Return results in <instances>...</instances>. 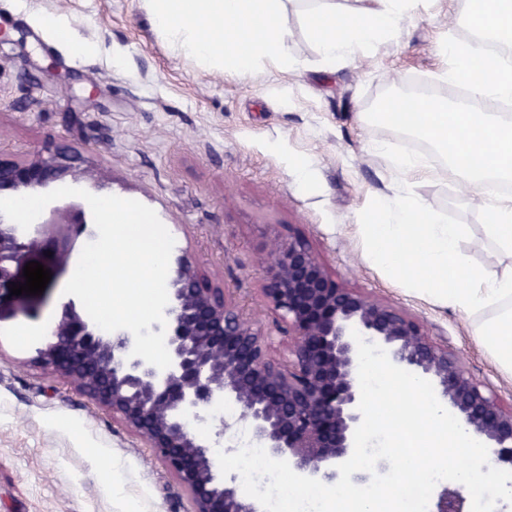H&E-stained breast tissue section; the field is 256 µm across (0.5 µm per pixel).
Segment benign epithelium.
Wrapping results in <instances>:
<instances>
[{
    "label": "benign epithelium",
    "instance_id": "obj_1",
    "mask_svg": "<svg viewBox=\"0 0 512 512\" xmlns=\"http://www.w3.org/2000/svg\"><path fill=\"white\" fill-rule=\"evenodd\" d=\"M68 177L78 181L69 158L58 153L0 159V193L42 194ZM86 224L77 211L60 226L77 237ZM27 248L17 225L0 214V305L9 300L12 265ZM168 288V368L131 355L132 335L103 332L70 303L62 305L37 360L143 438L189 493L193 512H263L239 495L235 478L219 475L211 437L194 427L215 408L240 409L252 437L301 475L322 482L339 477L362 420L354 330L385 349L396 366L430 381L488 448L494 467L512 471V407L469 376L448 341L431 337L406 312L338 282L300 235L274 240L262 286L265 303L293 339L285 362L269 357V336L187 257L178 258ZM434 512H470V504L450 484Z\"/></svg>",
    "mask_w": 512,
    "mask_h": 512
}]
</instances>
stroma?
<instances>
[{
  "label": "stroma",
  "mask_w": 512,
  "mask_h": 512,
  "mask_svg": "<svg viewBox=\"0 0 512 512\" xmlns=\"http://www.w3.org/2000/svg\"><path fill=\"white\" fill-rule=\"evenodd\" d=\"M462 0H424L400 33L354 59L320 56L299 0L283 4L290 71L266 65L229 79L218 64L187 57L159 32L145 0H0V158L38 150L74 157L81 187L153 209L178 254L224 285L245 318L271 336L270 354L288 358L291 338L261 297V261L274 235L299 231L344 285L404 308L432 337L446 339L471 377L512 402V378L477 346L473 316L432 304L386 278L365 257L359 215L399 176L375 152L397 143L364 111L393 88L416 85L453 98L437 80V44L466 38ZM66 24L73 48L36 19ZM313 164L317 181L300 184ZM415 193L461 218L464 247L482 266L503 264L485 234L482 199L451 174ZM86 238L66 263L46 250L27 258L49 269L39 295L0 308V512H193L189 494L144 440L36 364L62 289Z\"/></svg>",
  "instance_id": "35a3bbf8"
}]
</instances>
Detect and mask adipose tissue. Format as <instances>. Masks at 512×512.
I'll use <instances>...</instances> for the list:
<instances>
[{"mask_svg": "<svg viewBox=\"0 0 512 512\" xmlns=\"http://www.w3.org/2000/svg\"><path fill=\"white\" fill-rule=\"evenodd\" d=\"M156 28L188 57L219 58L235 75L251 73L262 62L294 68L281 17L282 0H147ZM307 25L323 60L355 57L380 38L396 35L411 18L418 0H361L355 12L338 9L335 0H307ZM262 24V36L242 43L241 30Z\"/></svg>", "mask_w": 512, "mask_h": 512, "instance_id": "ef3b65f1", "label": "adipose tissue"}]
</instances>
